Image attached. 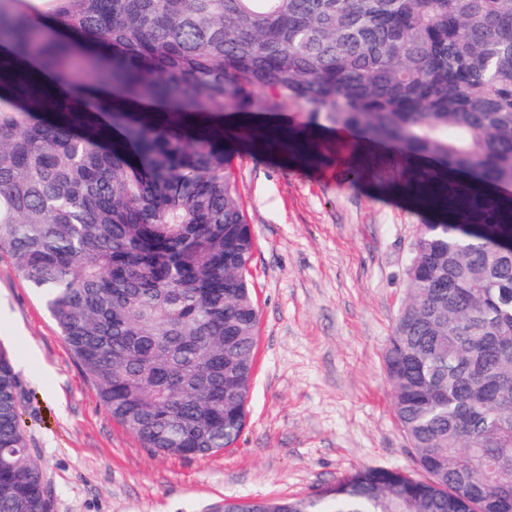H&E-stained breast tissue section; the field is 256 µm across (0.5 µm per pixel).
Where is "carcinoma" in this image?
Here are the masks:
<instances>
[{
	"label": "carcinoma",
	"mask_w": 512,
	"mask_h": 512,
	"mask_svg": "<svg viewBox=\"0 0 512 512\" xmlns=\"http://www.w3.org/2000/svg\"><path fill=\"white\" fill-rule=\"evenodd\" d=\"M290 107L431 214L386 353L417 472L224 512H512V0H0V252L144 447L230 448L259 314L229 154H330L250 122ZM21 406L0 347V512H52ZM276 114L277 115H273L271 117L276 123H278L276 126L282 129H319L323 134L322 139L335 144H347L352 139L348 131L328 126L322 116L313 112H306L297 109L288 112H279Z\"/></svg>",
	"instance_id": "1"
}]
</instances>
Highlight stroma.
<instances>
[{
    "label": "stroma",
    "instance_id": "stroma-1",
    "mask_svg": "<svg viewBox=\"0 0 512 512\" xmlns=\"http://www.w3.org/2000/svg\"><path fill=\"white\" fill-rule=\"evenodd\" d=\"M274 120L351 140L312 112ZM230 163L255 239L259 311L234 447L206 457L144 448L100 404L41 296L0 253V344L22 382L23 427L53 512H214L227 498L307 496L364 466L412 467L386 351L422 214L403 196L343 182L332 162L243 149Z\"/></svg>",
    "mask_w": 512,
    "mask_h": 512
}]
</instances>
